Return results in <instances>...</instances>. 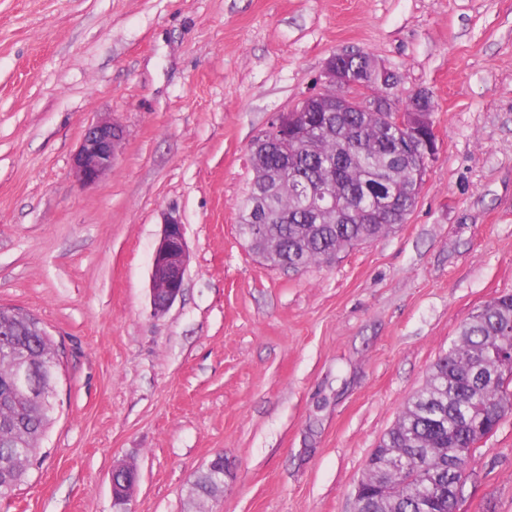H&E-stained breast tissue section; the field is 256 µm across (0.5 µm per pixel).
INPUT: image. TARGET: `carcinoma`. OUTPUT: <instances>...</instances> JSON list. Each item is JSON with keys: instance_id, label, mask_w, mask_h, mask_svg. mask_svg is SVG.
Here are the masks:
<instances>
[{"instance_id": "obj_1", "label": "carcinoma", "mask_w": 512, "mask_h": 512, "mask_svg": "<svg viewBox=\"0 0 512 512\" xmlns=\"http://www.w3.org/2000/svg\"><path fill=\"white\" fill-rule=\"evenodd\" d=\"M396 131L379 126L373 112H304L288 148L251 155L254 178L267 202V223L281 258L306 268L327 255L373 242L403 223L414 160L395 154ZM333 190L331 219H317V196ZM39 320L0 306V327L53 355L48 336H33ZM512 347V295L483 306L459 332L453 350L439 357L426 384L405 403L396 424L371 453L358 482L361 512H448V487L464 482L479 443L512 412V375L496 385H477L480 358ZM14 358L0 351V394L11 391ZM55 405L23 396L0 408V494L26 482L40 452L38 435L53 421Z\"/></svg>"}]
</instances>
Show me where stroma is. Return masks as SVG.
I'll list each match as a JSON object with an SVG mask.
<instances>
[{"mask_svg":"<svg viewBox=\"0 0 512 512\" xmlns=\"http://www.w3.org/2000/svg\"><path fill=\"white\" fill-rule=\"evenodd\" d=\"M370 54L420 89L439 150L404 224L334 262L245 247L252 141ZM118 123L79 184L85 128ZM186 225L184 290L156 316L162 217ZM512 294V0H0V306L60 354L56 420L0 512H354L366 462L484 305ZM230 473L194 500L216 455ZM461 512H512V413L466 467ZM123 139V129L113 122L97 121L87 127L72 158L75 179L95 184L112 172ZM132 476L128 481V477ZM138 481L137 471L130 465L118 463L112 469V501L116 507V512H129L128 504L132 500ZM123 483L122 488L117 484Z\"/></svg>","mask_w":512,"mask_h":512,"instance_id":"35a3bbf8","label":"stroma"}]
</instances>
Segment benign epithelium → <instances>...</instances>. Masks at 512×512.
<instances>
[{
    "label": "benign epithelium",
    "mask_w": 512,
    "mask_h": 512,
    "mask_svg": "<svg viewBox=\"0 0 512 512\" xmlns=\"http://www.w3.org/2000/svg\"><path fill=\"white\" fill-rule=\"evenodd\" d=\"M357 56L355 52L333 53L325 61L322 76L327 89L305 96L294 110L280 112L271 121L270 130L274 136L262 135L253 142L255 149L280 146L290 138L289 131L297 112H310V103L325 100L326 107L352 108L356 111L372 112L379 98H389L388 90L396 84L395 75L386 68L371 62L378 79L371 83L358 78L346 69L344 61ZM341 94H336V89ZM415 107L410 110L392 106L384 109L379 121L385 126L396 128L403 138L402 145L411 148L417 142L425 146L424 161H429L438 150V135L431 120L433 106L429 93L419 91L414 95ZM124 139L123 129L110 121H98L87 127L72 158L75 179L84 185L95 184L112 172L118 152ZM186 226L180 215L166 213L163 216L162 231L151 262L150 304L156 315L166 313L182 295L184 277L188 265ZM17 373L14 389L25 395L54 397L57 381L44 386L40 379L46 368L60 365V359L41 360L26 353H16ZM138 481L137 471L130 465L118 463L112 469V501L116 512H129Z\"/></svg>",
    "instance_id": "7a95c632"
}]
</instances>
